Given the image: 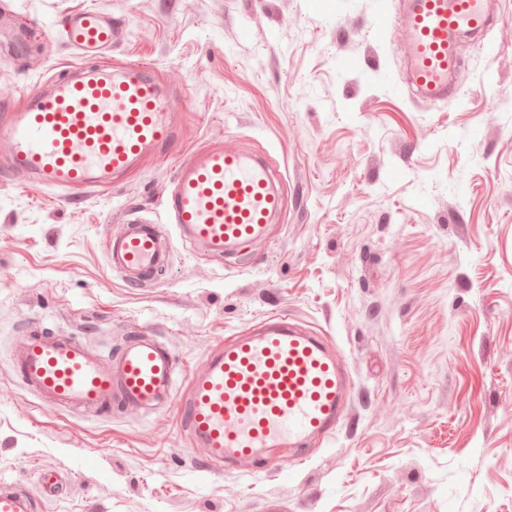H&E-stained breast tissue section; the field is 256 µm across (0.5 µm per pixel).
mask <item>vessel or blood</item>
I'll return each instance as SVG.
<instances>
[{
    "label": "vessel or blood",
    "instance_id": "b4317fda",
    "mask_svg": "<svg viewBox=\"0 0 512 512\" xmlns=\"http://www.w3.org/2000/svg\"><path fill=\"white\" fill-rule=\"evenodd\" d=\"M501 0H399L378 18L401 31L402 76L421 101L456 94L465 39L483 38ZM127 34L99 6L66 13L44 27L80 65L48 77L42 90L0 97V178L35 183L64 198L111 186L114 177L179 142L182 115L152 65L114 63L106 54ZM163 222L126 210L104 241L112 270L129 285L156 286L174 261V240L207 260L238 256L269 241L287 211L280 171L261 155L209 142L179 159L162 199ZM22 385L68 415L100 418L112 411L148 414L173 407L199 448L200 470L240 464L254 474L272 449L295 462L342 426L353 390L347 362L328 337L273 315L249 336L216 347L182 377L169 345L138 329L117 354H101L69 332H30L11 353ZM55 470L35 488L0 483V512H37L56 497Z\"/></svg>",
    "mask_w": 512,
    "mask_h": 512
}]
</instances>
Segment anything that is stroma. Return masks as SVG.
Masks as SVG:
<instances>
[{
  "label": "stroma",
  "instance_id": "stroma-1",
  "mask_svg": "<svg viewBox=\"0 0 512 512\" xmlns=\"http://www.w3.org/2000/svg\"><path fill=\"white\" fill-rule=\"evenodd\" d=\"M387 0H0L38 24L96 5L126 20L112 50L181 97L182 149L221 140L284 175L270 242L222 264L177 248L153 288L127 287L103 242L126 207L161 216L176 163L149 162L66 201L0 181V479L64 490L45 512H512V0L465 41L458 90L415 103ZM0 85L39 91L62 42ZM355 62L342 72L338 58ZM281 314L331 336L355 380L334 438L288 470L198 471L174 412L66 416L18 382L29 324L102 346L162 336L182 372Z\"/></svg>",
  "mask_w": 512,
  "mask_h": 512
}]
</instances>
